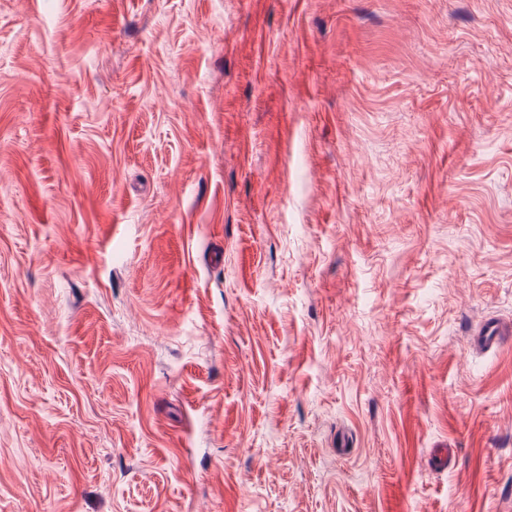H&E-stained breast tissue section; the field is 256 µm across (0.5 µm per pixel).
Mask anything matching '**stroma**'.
I'll use <instances>...</instances> for the list:
<instances>
[{
	"label": "stroma",
	"mask_w": 512,
	"mask_h": 512,
	"mask_svg": "<svg viewBox=\"0 0 512 512\" xmlns=\"http://www.w3.org/2000/svg\"><path fill=\"white\" fill-rule=\"evenodd\" d=\"M490 314L512 0H0V512H512ZM474 345L493 350L502 346L512 336V324L495 315H489L471 331Z\"/></svg>",
	"instance_id": "stroma-1"
}]
</instances>
